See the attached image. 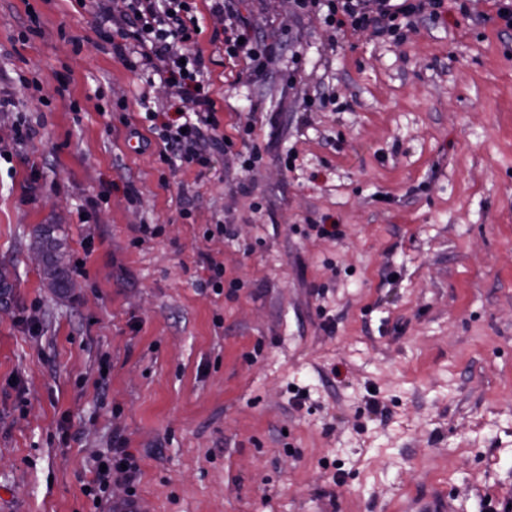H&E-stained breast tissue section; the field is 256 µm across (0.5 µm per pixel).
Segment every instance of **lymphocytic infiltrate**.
I'll list each match as a JSON object with an SVG mask.
<instances>
[{"label": "lymphocytic infiltrate", "instance_id": "obj_1", "mask_svg": "<svg viewBox=\"0 0 512 512\" xmlns=\"http://www.w3.org/2000/svg\"><path fill=\"white\" fill-rule=\"evenodd\" d=\"M303 11L326 10L337 32L382 36L396 29L398 20L437 18L444 0H299ZM99 37L112 54L134 70L158 75L179 85L188 112L178 114L146 110L147 129L161 142L164 152L175 153L182 165L207 166L208 149L214 145L218 126L215 102L204 80L206 60L198 47L199 19L193 0H97ZM212 11L226 14L224 54L245 58L254 69L264 70L276 55L274 45L250 38V21L234 0H213ZM95 484L113 479L135 484L140 469L126 448L93 459Z\"/></svg>", "mask_w": 512, "mask_h": 512}]
</instances>
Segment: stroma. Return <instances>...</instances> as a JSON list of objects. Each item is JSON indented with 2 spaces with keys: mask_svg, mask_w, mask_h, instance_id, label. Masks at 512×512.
Segmentation results:
<instances>
[{
  "mask_svg": "<svg viewBox=\"0 0 512 512\" xmlns=\"http://www.w3.org/2000/svg\"><path fill=\"white\" fill-rule=\"evenodd\" d=\"M196 4L234 145L186 170L130 137L143 90L157 111L180 92L103 49L93 0H0L14 102L0 112V512H100L91 456L117 444L138 460L140 512H417L445 497L500 512L512 30L491 0H445L396 40L339 35L294 0H236L279 47L259 72L211 43L225 18ZM20 115L35 133L18 146ZM44 224L75 291L31 260Z\"/></svg>",
  "mask_w": 512,
  "mask_h": 512,
  "instance_id": "stroma-1",
  "label": "stroma"
}]
</instances>
